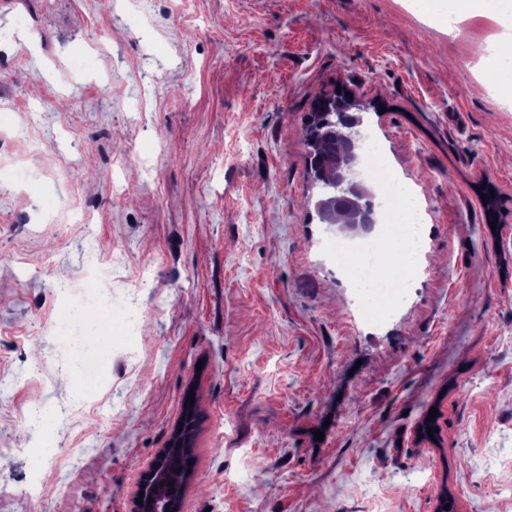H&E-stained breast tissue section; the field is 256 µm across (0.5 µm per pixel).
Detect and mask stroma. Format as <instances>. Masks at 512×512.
<instances>
[{
  "mask_svg": "<svg viewBox=\"0 0 512 512\" xmlns=\"http://www.w3.org/2000/svg\"><path fill=\"white\" fill-rule=\"evenodd\" d=\"M500 31L412 0H0V512H133L189 398L182 512H512V105L477 74ZM340 86L429 212L377 326L314 212L309 104ZM61 277L147 279L137 329ZM78 320L106 387L58 368Z\"/></svg>",
  "mask_w": 512,
  "mask_h": 512,
  "instance_id": "obj_1",
  "label": "stroma"
}]
</instances>
